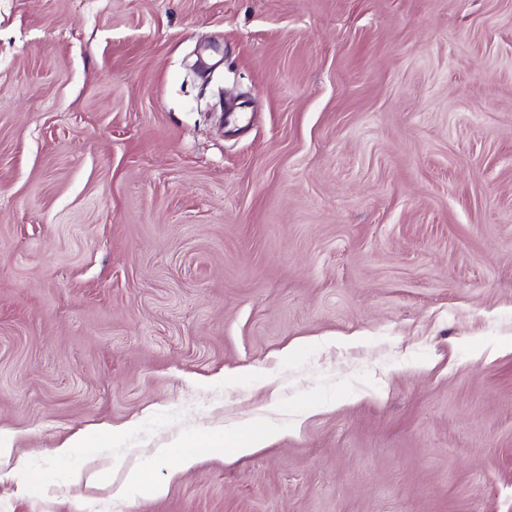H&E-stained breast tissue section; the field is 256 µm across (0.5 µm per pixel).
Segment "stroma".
<instances>
[{
    "label": "stroma",
    "instance_id": "stroma-1",
    "mask_svg": "<svg viewBox=\"0 0 512 512\" xmlns=\"http://www.w3.org/2000/svg\"><path fill=\"white\" fill-rule=\"evenodd\" d=\"M0 448V512H512V0H0ZM276 432V426L269 421L259 420L253 422L250 433L231 435L224 438L225 447L228 445L232 452L238 455H247L256 448H263L264 444ZM227 443V444H226ZM146 466L130 468L125 479L112 487L113 498H125L142 488L146 477Z\"/></svg>",
    "mask_w": 512,
    "mask_h": 512
}]
</instances>
